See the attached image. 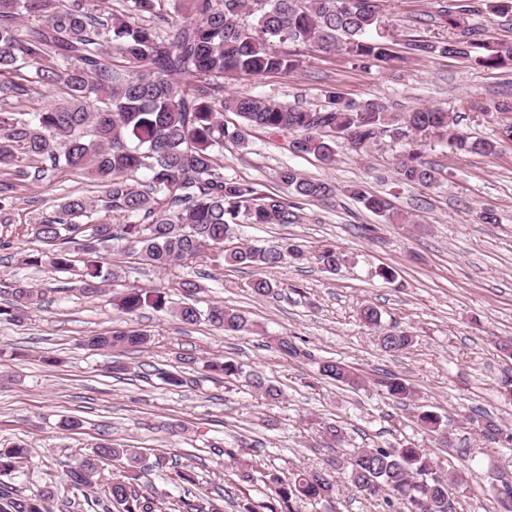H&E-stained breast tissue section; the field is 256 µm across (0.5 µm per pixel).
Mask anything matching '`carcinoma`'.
<instances>
[{"instance_id": "1", "label": "carcinoma", "mask_w": 512, "mask_h": 512, "mask_svg": "<svg viewBox=\"0 0 512 512\" xmlns=\"http://www.w3.org/2000/svg\"><path fill=\"white\" fill-rule=\"evenodd\" d=\"M94 0H0V246L10 238L29 236L44 245L22 262L51 272H70L81 263L80 291L97 296L117 278L95 260L98 246L123 239L135 249L141 263L167 270L198 257L204 250L232 266L256 270L249 288L258 298L280 295L281 285L263 271L278 267L285 257L306 258V246L297 242L243 245L226 248L243 224H291L295 210L311 200H328L336 186L301 176L291 167L276 172L288 188L281 196L258 183L224 176L220 155L224 141L245 146L244 129L258 127L271 137L288 139L296 154L313 155L324 165L336 163V140H350L357 152L367 150L382 135L417 145L428 131L448 130V112L415 107L390 112L372 101L356 103L336 91L325 92L317 109L290 107L274 99L253 96L224 97V74L242 76L287 73L298 59L276 45H307L325 53L338 49L362 62L395 59L389 39L377 31V0H118L119 8H96ZM494 16H512V0H476L470 8L452 2L444 10L456 29L447 42L415 38L405 44L413 55L452 56L476 66L495 69L512 59L490 46L481 29L465 22L470 10ZM193 82H182L183 77ZM235 113L240 126L231 131L223 112ZM504 136L477 138L456 133L455 150L494 156ZM423 148L408 152L398 163L400 182L430 187L439 172L422 160ZM80 175L102 187L90 198L67 192L55 204L25 225L13 224L20 191L46 182ZM346 192L364 209L387 224L406 218L390 200L362 184ZM319 261L332 273L344 256L330 244L321 248ZM185 301L171 308L173 316L193 325L206 320L226 335L253 333L256 324L243 312L213 304L201 310L194 303L200 285L190 279L177 282ZM11 302L0 307V318L14 324L28 319L41 293L22 281L8 283ZM125 315L145 308L168 309L166 293L127 288L114 298ZM277 350L291 360L311 353L289 336L274 338ZM150 335L135 327L93 335L94 350L142 348ZM413 336L404 329L379 337L385 352L409 347ZM208 371L226 380L240 377L241 365L215 360ZM319 374L338 385L358 388L362 375L334 359L318 361ZM251 387L275 400L281 389L259 374ZM391 397L410 400L411 384L396 375L377 380ZM419 425L439 433L442 418L421 413ZM486 437L509 444L504 432L480 415L469 418ZM323 435L338 448L345 443L342 428L323 425ZM213 454L240 461L238 480H254L258 462L245 461L246 448L212 447ZM21 446L0 448V478L17 470L26 457ZM102 460L117 461L122 470L103 493L95 497L102 512H157L158 493L143 483L145 467L162 468L167 457L154 456L143 464L135 451L117 443H102L68 467L70 486L86 493ZM345 482L357 491L383 499L389 512H452L450 490L459 475L434 463L421 448L380 445L348 448L328 467L297 470L287 476L268 473L263 512H301L307 501L330 502ZM0 481V512H51L54 491L14 489L4 492ZM171 512H224L219 500L202 502L184 497Z\"/></svg>"}]
</instances>
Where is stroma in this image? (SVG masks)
<instances>
[{"label":"stroma","instance_id":"stroma-1","mask_svg":"<svg viewBox=\"0 0 512 512\" xmlns=\"http://www.w3.org/2000/svg\"><path fill=\"white\" fill-rule=\"evenodd\" d=\"M378 4L380 28L390 33L396 60L361 63L342 51L308 47L289 73L225 75V95L316 108L332 88L346 99L373 100L393 112L440 107L456 119L457 130L483 138L512 123V112L493 110L494 102L512 95V61L487 69L453 57L406 54L409 37L452 38L441 12L443 0ZM246 138L244 148L225 142V176L282 195L286 187L276 172L290 166L337 188L330 200L302 205L293 223L247 224L234 238L237 246L286 239L307 245L308 261L268 270V277L284 285L277 297L254 298L252 271L225 265L208 250L159 271L138 264L127 242L112 241L98 256L119 277L106 292L88 297L79 291L75 274L22 264L24 253L38 249L37 241L18 237L0 248V280L29 282L43 296L23 325L0 321V445L29 450L8 484L53 487L52 512H101L68 485L65 470L75 454L91 453L109 439L147 458L164 452L170 462L194 472L196 483L189 487L172 483L165 471L146 473L147 484L164 502L159 512H168L167 502L179 496L207 490L226 493L224 512H239L243 501H265L266 472L285 475L326 466L335 453L323 447L319 425L335 420L352 446L410 444L439 465H454L461 476L451 495L454 512H501L492 485L497 471L512 464V447L471 430L466 419L483 413L512 430V401L499 394L503 381L512 379V355L500 348L501 341L512 338V142L501 143L497 155L483 157L456 151L446 140H430L423 157L441 176L426 188L397 183V163L409 151L403 141L385 137L361 153L338 144L336 162L327 167L314 157L293 154L285 140L261 129H248ZM354 183L390 198L406 223L387 224L366 211L346 192ZM64 189L92 198L101 193L80 176L60 188H29L16 222L28 221ZM484 208L496 211L498 223H479ZM327 243L345 257L333 273L317 260ZM384 268L393 272L392 280L380 277ZM185 278L202 286L199 307L217 302L243 311L257 324V333L227 336L206 322L186 325L151 309L129 317L113 304V295L137 287L164 290L171 305H178L183 296L177 283ZM365 304L380 311V327L360 321L357 312ZM394 325L410 331L415 343L389 354L378 338ZM126 327L150 333V347L94 351L83 345L87 336ZM282 335L310 350L314 361L280 354L274 339ZM50 357L56 365H47ZM214 357L241 363L244 377L228 382L205 371V362ZM326 358L359 369L363 386L354 390L321 379L317 363ZM117 362L124 372H113ZM168 372L182 373L184 385H167ZM250 372L274 380L281 398L269 401L255 392L246 379ZM386 372L411 383L414 398L402 403L388 398L377 385ZM423 411L442 417L446 435L423 433L417 422ZM71 417L82 422L78 432L61 428ZM239 439L266 468L242 490L235 463L209 450ZM302 512L385 508L381 499L344 485L334 501L305 503Z\"/></svg>","mask_w":512,"mask_h":512}]
</instances>
